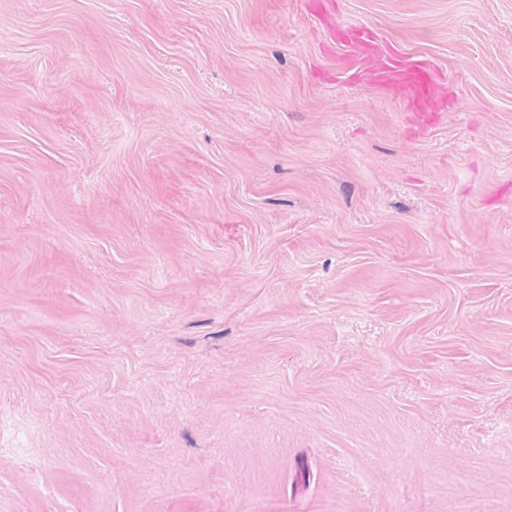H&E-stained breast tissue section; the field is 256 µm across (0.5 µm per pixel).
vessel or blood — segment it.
<instances>
[{"instance_id": "b4317fda", "label": "vessel or blood", "mask_w": 512, "mask_h": 512, "mask_svg": "<svg viewBox=\"0 0 512 512\" xmlns=\"http://www.w3.org/2000/svg\"><path fill=\"white\" fill-rule=\"evenodd\" d=\"M328 33L344 47L346 62L354 63V79L401 101L416 133H425L442 118L453 97L434 61L383 45L374 29L364 25L333 26Z\"/></svg>"}]
</instances>
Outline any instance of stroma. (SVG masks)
Segmentation results:
<instances>
[{
    "instance_id": "stroma-1",
    "label": "stroma",
    "mask_w": 512,
    "mask_h": 512,
    "mask_svg": "<svg viewBox=\"0 0 512 512\" xmlns=\"http://www.w3.org/2000/svg\"><path fill=\"white\" fill-rule=\"evenodd\" d=\"M0 0V512H512V0ZM329 37L341 44L347 63L356 62L353 79L385 89L401 101L417 134L425 133L444 115L454 97L448 81L431 59L384 46L374 29L365 25L329 26Z\"/></svg>"
}]
</instances>
